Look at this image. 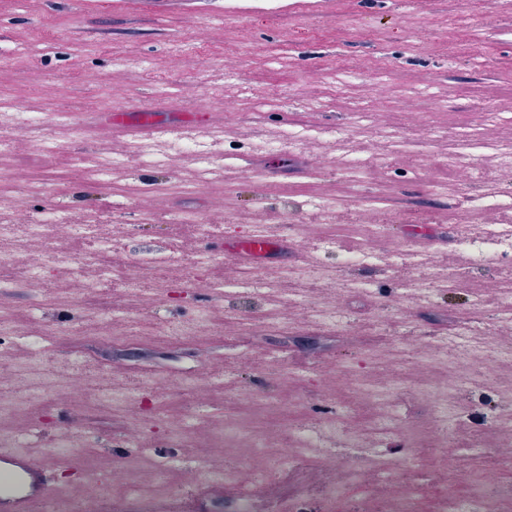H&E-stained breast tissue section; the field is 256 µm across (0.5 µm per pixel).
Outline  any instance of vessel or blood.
Masks as SVG:
<instances>
[{
	"label": "vessel or blood",
	"instance_id": "obj_1",
	"mask_svg": "<svg viewBox=\"0 0 512 512\" xmlns=\"http://www.w3.org/2000/svg\"><path fill=\"white\" fill-rule=\"evenodd\" d=\"M287 249V236L262 232L236 242L231 254L238 262L251 264ZM51 466L50 460L0 448V512H43L51 492L47 479Z\"/></svg>",
	"mask_w": 512,
	"mask_h": 512
}]
</instances>
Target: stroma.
Returning a JSON list of instances; mask_svg holds the SVG:
<instances>
[{
  "label": "stroma",
  "mask_w": 512,
  "mask_h": 512,
  "mask_svg": "<svg viewBox=\"0 0 512 512\" xmlns=\"http://www.w3.org/2000/svg\"><path fill=\"white\" fill-rule=\"evenodd\" d=\"M229 57L238 70L228 78ZM0 94L44 115L41 130L14 133L0 154V168L45 178L28 210L66 204L75 220L102 225L112 241L101 259L116 272L111 283H100L93 268L80 278L50 269L45 289L22 279L20 262L51 253L75 259L86 243L0 236V256L15 261L0 273V310L15 323L14 335L0 338V392L26 388L21 371L36 362L59 382L0 418V439L40 446L54 459L53 500L99 512L108 484L118 493L112 512H134L139 500L125 491L130 476L150 484L164 463L169 484L153 488L152 500L192 484L199 512H216L234 487L209 481L208 473L229 470L243 480L251 461L247 450L227 449L226 420L258 431L264 447L290 449L297 445L292 429L323 428L350 404L348 429L361 434L362 448L325 435L317 463L274 486H255L262 512H398L408 496L415 512H440L439 490L470 469L484 472L483 493L498 512H512V468L503 466L512 459V432L491 423L512 405V324L497 316L512 275L473 268L457 247L461 235L482 236L484 224L461 193H512V175L500 170L501 159L512 157V0H0ZM228 99L238 111H225ZM143 108L178 132L206 133L213 154H231L195 198L115 193L114 185L148 178L134 159L113 185L91 175L73 182V156L134 147L133 137L107 126V116L129 119ZM486 110L494 121L483 120ZM415 113L427 115L433 138L419 136L409 121ZM291 125L335 129L322 148L328 159L371 157L360 182L332 171L308 175L304 152L267 154V143ZM477 136L489 148L469 153ZM43 139L55 142L56 155L40 151ZM474 172L480 183L469 181ZM435 181L451 192L432 193ZM319 193L380 197L397 221L370 240L356 224H295L289 264L246 267L220 256L190 269L185 261L204 254L205 238L162 220L187 206H227L220 235L229 243L255 225H283V200L298 206ZM260 195L268 202L259 210ZM141 208L159 221L138 223ZM364 242L379 257L365 298L352 287L358 271L343 264ZM172 249L180 261H167ZM142 258L160 265L139 302L126 296L120 275ZM312 260L325 270L319 279L289 277L290 267ZM450 270L462 275L456 287L430 298L418 292L425 275ZM246 273L267 284L260 310L242 300L225 310L223 295L187 282L195 276L219 285ZM406 290L412 296L399 318L394 305ZM297 293L340 309L343 323L305 319L289 300ZM122 308L126 320L109 321V311ZM471 318L485 328L475 357L461 362L429 351L433 338L452 339ZM168 323L185 325L184 336H163ZM401 331L411 343L402 361L388 353ZM356 381L387 389L389 401L354 394ZM99 389L121 396L117 409L91 403ZM443 390L459 419L454 447L441 453L429 414L431 393ZM270 394L275 405L263 407ZM384 408L402 427L377 446L363 429ZM184 423L183 447H169L170 426ZM409 456L417 466L405 474ZM331 481L341 493L330 501L321 488Z\"/></svg>",
  "instance_id": "obj_1"
}]
</instances>
